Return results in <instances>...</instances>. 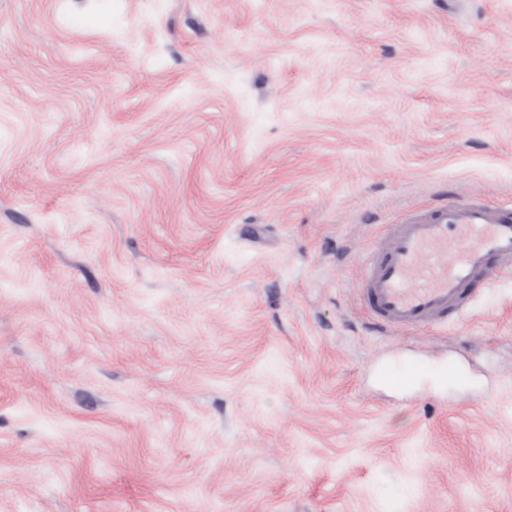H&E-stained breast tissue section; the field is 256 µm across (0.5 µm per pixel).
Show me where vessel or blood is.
<instances>
[{"mask_svg":"<svg viewBox=\"0 0 512 512\" xmlns=\"http://www.w3.org/2000/svg\"><path fill=\"white\" fill-rule=\"evenodd\" d=\"M511 272L512 207L464 194L379 235L361 260L356 291L376 329H418L465 316L480 287Z\"/></svg>","mask_w":512,"mask_h":512,"instance_id":"1","label":"vessel or blood"}]
</instances>
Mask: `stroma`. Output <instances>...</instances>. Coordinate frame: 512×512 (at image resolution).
<instances>
[{"label": "stroma", "instance_id": "obj_1", "mask_svg": "<svg viewBox=\"0 0 512 512\" xmlns=\"http://www.w3.org/2000/svg\"><path fill=\"white\" fill-rule=\"evenodd\" d=\"M467 192L512 0H0V512H512V274L410 332L354 290Z\"/></svg>", "mask_w": 512, "mask_h": 512}]
</instances>
